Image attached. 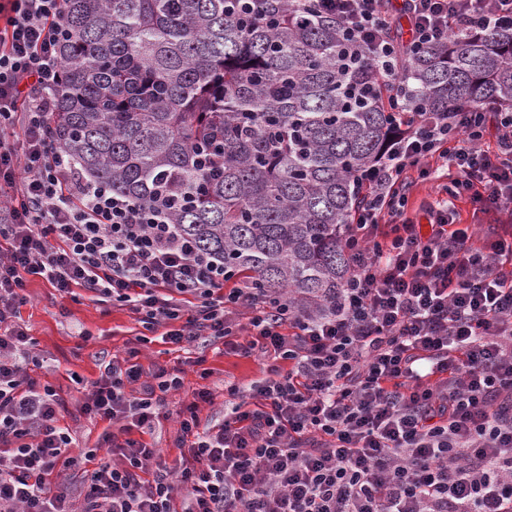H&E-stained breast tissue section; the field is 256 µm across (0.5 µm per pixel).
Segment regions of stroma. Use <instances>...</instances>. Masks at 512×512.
<instances>
[{"label": "stroma", "instance_id": "obj_1", "mask_svg": "<svg viewBox=\"0 0 512 512\" xmlns=\"http://www.w3.org/2000/svg\"><path fill=\"white\" fill-rule=\"evenodd\" d=\"M23 295L20 322L33 342L31 353L36 359L30 373L41 383L51 385L63 399L67 411L61 424L73 431L79 446L93 447L107 424L81 413L87 384L99 377L102 365L112 355L124 354L145 329L127 307L98 303L84 291L72 298L60 296L37 275L27 277ZM203 354L210 370L204 379L196 372L194 354L175 350L159 340L141 349L140 361L144 366L176 367L181 371V388L168 394L166 407L153 430L143 436L144 441L163 453L174 454L179 437L177 414L192 401L194 392L205 387L213 395L212 402L199 406L201 423L220 424L224 420L226 387H246L263 379L268 362L267 356L247 357L225 350L219 342L206 347Z\"/></svg>", "mask_w": 512, "mask_h": 512}]
</instances>
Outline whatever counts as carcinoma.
<instances>
[{"instance_id": "carcinoma-1", "label": "carcinoma", "mask_w": 512, "mask_h": 512, "mask_svg": "<svg viewBox=\"0 0 512 512\" xmlns=\"http://www.w3.org/2000/svg\"><path fill=\"white\" fill-rule=\"evenodd\" d=\"M59 55V152L310 312L351 275L355 178L395 123L461 100L512 106V35L415 47L396 97L310 0H66Z\"/></svg>"}]
</instances>
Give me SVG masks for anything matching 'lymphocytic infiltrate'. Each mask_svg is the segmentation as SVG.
Listing matches in <instances>:
<instances>
[{
  "label": "lymphocytic infiltrate",
  "mask_w": 512,
  "mask_h": 512,
  "mask_svg": "<svg viewBox=\"0 0 512 512\" xmlns=\"http://www.w3.org/2000/svg\"><path fill=\"white\" fill-rule=\"evenodd\" d=\"M345 41L397 90L418 44L512 28V0H317ZM0 28V512H512V111L457 103L419 111L358 178L369 194L345 244L353 273L328 310L233 283L224 262L162 209L87 181L50 136L62 86L65 0H11ZM494 128L497 152L483 149ZM442 163L452 197L498 217L475 246L447 203L407 217L412 174ZM130 307L183 348L221 340L271 356L267 376L228 386L220 426H201L200 389L178 414L189 439L173 460L132 438L152 428L181 379L112 357L81 406L107 421L104 449L76 448L63 401L28 373L16 317L25 278ZM247 310L245 320L231 309ZM85 464L82 491L62 475Z\"/></svg>",
  "instance_id": "1"
}]
</instances>
